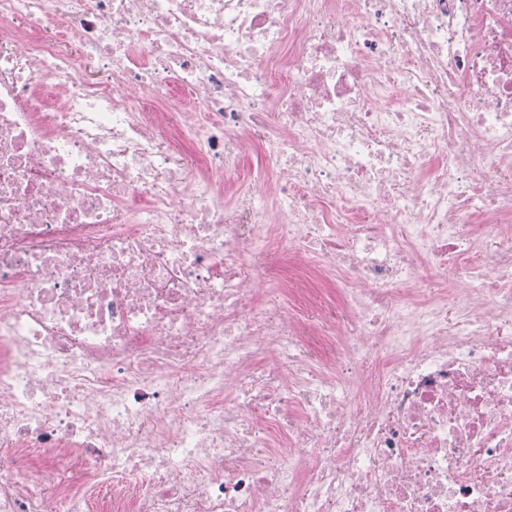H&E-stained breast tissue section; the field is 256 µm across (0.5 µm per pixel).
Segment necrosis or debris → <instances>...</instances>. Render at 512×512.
I'll return each mask as SVG.
<instances>
[{"label": "necrosis or debris", "mask_w": 512, "mask_h": 512, "mask_svg": "<svg viewBox=\"0 0 512 512\" xmlns=\"http://www.w3.org/2000/svg\"><path fill=\"white\" fill-rule=\"evenodd\" d=\"M0 452V512H512V0H0Z\"/></svg>", "instance_id": "1"}]
</instances>
